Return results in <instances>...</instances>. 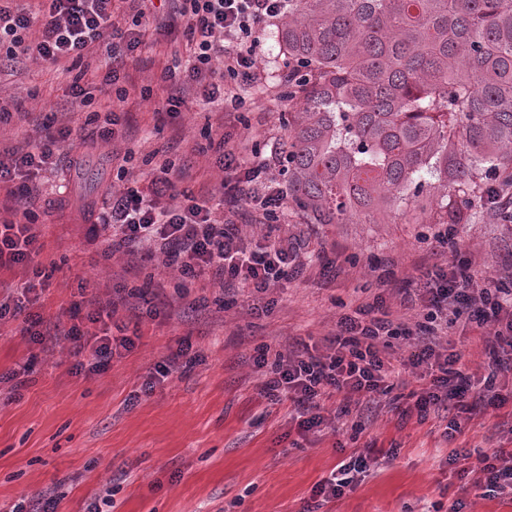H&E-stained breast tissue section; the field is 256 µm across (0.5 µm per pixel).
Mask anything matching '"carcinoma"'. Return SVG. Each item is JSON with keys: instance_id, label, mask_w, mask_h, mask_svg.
I'll return each mask as SVG.
<instances>
[{"instance_id": "cac0c4a2", "label": "carcinoma", "mask_w": 512, "mask_h": 512, "mask_svg": "<svg viewBox=\"0 0 512 512\" xmlns=\"http://www.w3.org/2000/svg\"><path fill=\"white\" fill-rule=\"evenodd\" d=\"M288 200L312 224H459L512 196V0H288ZM434 179L422 197L421 173Z\"/></svg>"}]
</instances>
